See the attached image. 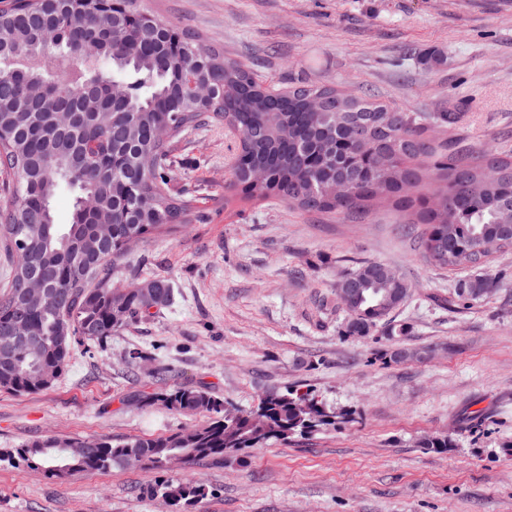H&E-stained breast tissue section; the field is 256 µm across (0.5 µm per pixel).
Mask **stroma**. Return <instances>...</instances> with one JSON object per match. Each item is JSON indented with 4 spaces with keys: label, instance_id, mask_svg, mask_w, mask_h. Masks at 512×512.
<instances>
[{
    "label": "stroma",
    "instance_id": "35a3bbf8",
    "mask_svg": "<svg viewBox=\"0 0 512 512\" xmlns=\"http://www.w3.org/2000/svg\"><path fill=\"white\" fill-rule=\"evenodd\" d=\"M141 10L249 62L285 87L327 85L405 112H457L437 139L512 155V0H137ZM234 144L208 119L173 145L172 192L199 213L180 233L137 243L112 278L163 277L174 303L75 352L49 389L0 390V448L62 437H155L198 424L139 396L199 386L247 409L290 387L349 411L336 427L249 449L248 463L167 469L212 493L191 512H512V250L480 269H439L423 225L389 202L352 221L288 203H225ZM411 288L395 312L400 345L425 359L383 360L387 327L342 335L336 285L364 262ZM497 288L462 305L459 281ZM140 352L128 366L129 351ZM445 437L450 451L421 448ZM135 466L63 480L0 465V512H171Z\"/></svg>",
    "mask_w": 512,
    "mask_h": 512
}]
</instances>
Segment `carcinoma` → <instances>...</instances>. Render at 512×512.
Instances as JSON below:
<instances>
[{"label":"carcinoma","mask_w":512,"mask_h":512,"mask_svg":"<svg viewBox=\"0 0 512 512\" xmlns=\"http://www.w3.org/2000/svg\"><path fill=\"white\" fill-rule=\"evenodd\" d=\"M136 0H5L0 6V169L17 177L18 204L0 216V250L12 261L0 290V390L18 395L51 387L74 350L101 345L131 324L169 306L173 288L164 278L112 285L110 263L128 247L186 227L193 199L174 194L173 141L205 119L226 121L237 141L229 187L258 201L281 200L317 214L353 216L383 198L401 197L424 179L439 183L445 199L436 212L418 200L413 223L425 225L420 244L441 269L480 267L496 249H512V158L467 152L437 141L426 117L401 112L376 99H347L332 87L304 84L288 91L264 84L245 62L198 36L155 19L141 23ZM51 32L53 42L45 41ZM218 86L208 101L194 99L191 77ZM311 95L327 106L313 114ZM369 123L362 138L354 127ZM165 126L170 139L153 131ZM385 153L390 166L374 165ZM263 164L270 178L253 183L249 171ZM347 178L354 194L336 198ZM73 193L69 224L56 223L52 202L61 187ZM40 276L41 294L25 292L29 273ZM358 286L336 299L346 312L342 334L367 336L405 301L408 284L378 262L351 272ZM496 287L493 278L461 280L458 300L469 304ZM41 343L16 346L9 338L16 312ZM431 349L399 346L393 362L418 359ZM160 404L209 421L152 438L34 439L0 448V463L40 470L55 478L130 465L142 456L157 474L143 494L162 495L176 512L196 505L204 483H174L160 475L174 455L187 462L243 463L242 452L270 441L336 426L348 416L313 390L289 388L261 397L250 410L225 406L201 387L155 393Z\"/></svg>","instance_id":"1"}]
</instances>
